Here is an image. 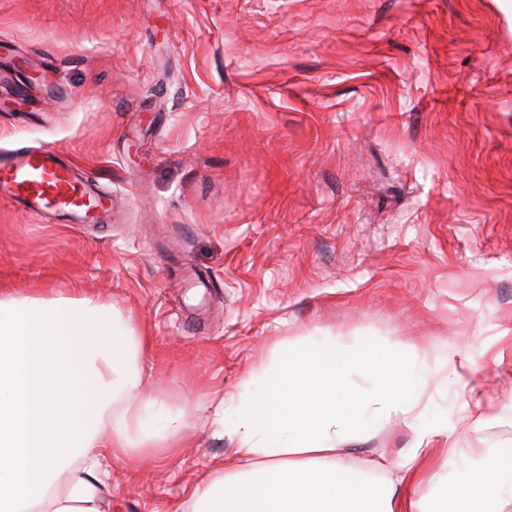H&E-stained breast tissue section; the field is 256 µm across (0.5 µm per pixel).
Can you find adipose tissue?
I'll return each instance as SVG.
<instances>
[{"mask_svg": "<svg viewBox=\"0 0 512 512\" xmlns=\"http://www.w3.org/2000/svg\"><path fill=\"white\" fill-rule=\"evenodd\" d=\"M138 352L133 327L93 297L0 294V512H105L107 459L184 429L181 415L159 423L138 402ZM355 371L371 378L369 398L351 386ZM429 381L426 366L397 348L382 355L372 343L314 337L289 345L260 389L241 393L234 468L194 490L193 512H206L217 490L225 512H437L423 490L424 465L432 437L448 424H423ZM116 402L127 415L113 416ZM131 413L140 422L134 434ZM57 415L76 428L65 454L44 459V491L34 497L32 458ZM393 417L415 432L416 444L399 463L380 451L371 468L397 475L369 480L338 447L348 433ZM449 501V512H512V452L459 472Z\"/></svg>", "mask_w": 512, "mask_h": 512, "instance_id": "1", "label": "adipose tissue"}]
</instances>
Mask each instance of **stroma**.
Wrapping results in <instances>:
<instances>
[{"mask_svg": "<svg viewBox=\"0 0 512 512\" xmlns=\"http://www.w3.org/2000/svg\"><path fill=\"white\" fill-rule=\"evenodd\" d=\"M47 144L112 222L0 199V291L111 305L188 424L111 460L109 512H191L239 446L217 402L309 336L447 373L430 488L512 449V0H0V150Z\"/></svg>", "mask_w": 512, "mask_h": 512, "instance_id": "stroma-1", "label": "stroma"}]
</instances>
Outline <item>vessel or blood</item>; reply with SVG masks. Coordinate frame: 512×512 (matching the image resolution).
<instances>
[{
  "label": "vessel or blood",
  "instance_id": "b4317fda",
  "mask_svg": "<svg viewBox=\"0 0 512 512\" xmlns=\"http://www.w3.org/2000/svg\"><path fill=\"white\" fill-rule=\"evenodd\" d=\"M0 196L30 215L53 211L74 224H107L112 200L92 180L77 178L55 147L0 152Z\"/></svg>",
  "mask_w": 512,
  "mask_h": 512
}]
</instances>
